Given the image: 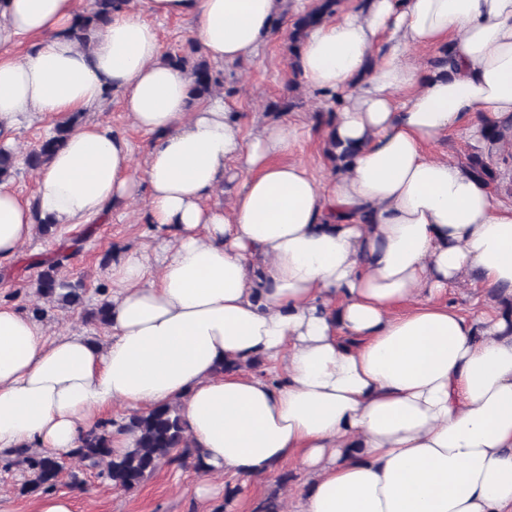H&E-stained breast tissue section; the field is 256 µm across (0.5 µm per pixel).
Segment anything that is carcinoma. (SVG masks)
<instances>
[{
	"label": "carcinoma",
	"mask_w": 512,
	"mask_h": 512,
	"mask_svg": "<svg viewBox=\"0 0 512 512\" xmlns=\"http://www.w3.org/2000/svg\"><path fill=\"white\" fill-rule=\"evenodd\" d=\"M129 2L93 0L90 10L81 15L78 41L84 46L89 44L91 37L109 22L112 10ZM339 5L340 0H318L314 7L294 20L289 33L290 41L295 45L300 43L309 28L335 15ZM165 59L174 66L190 70L194 78L191 91L193 99H205L224 91L233 93V90L224 87V73L199 56V48L193 42H188V47L180 52L167 54ZM83 117L84 114L80 112L60 120L54 127L53 135L27 156V165L41 167ZM466 167L489 183L495 179L493 169L477 155L468 157ZM15 173L14 152L0 147V182L11 179ZM62 265L63 259L59 258L40 271L36 281L37 293L59 308L78 307L83 303L84 285L80 281L71 283L62 279ZM116 434L132 437L131 446L120 450L112 448V439ZM69 457L81 466L97 470V477L111 485L131 490L162 463L180 465L190 458L198 459L199 449L190 444L180 404L170 403L134 411L120 422L112 419L100 421L83 435L80 446ZM14 464L27 472L24 489L29 493L54 489L63 470L57 457L45 456L30 449L14 453Z\"/></svg>",
	"instance_id": "cac0c4a2"
}]
</instances>
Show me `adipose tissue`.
<instances>
[{"label":"adipose tissue","instance_id":"ef3b65f1","mask_svg":"<svg viewBox=\"0 0 512 512\" xmlns=\"http://www.w3.org/2000/svg\"><path fill=\"white\" fill-rule=\"evenodd\" d=\"M143 2L85 48L79 0H0V147L110 95L151 136L138 161L83 124L33 200L0 182V261L37 218L88 224L119 202L145 201L161 239L111 263L105 343L0 306V452L65 455L114 405L176 402L204 500L212 478L296 456L311 483L289 512H512V311L473 319L446 299L469 276L512 298V207L427 151L470 121L512 125V0H357L308 30L299 82L335 99L324 137L352 150L323 180L289 123L193 102L145 20L190 18L210 61L251 64L284 0ZM434 45L450 66L415 62ZM256 359L281 369L253 375Z\"/></svg>","mask_w":512,"mask_h":512}]
</instances>
